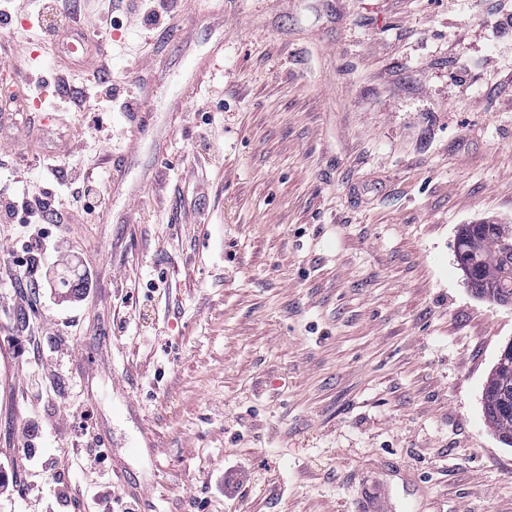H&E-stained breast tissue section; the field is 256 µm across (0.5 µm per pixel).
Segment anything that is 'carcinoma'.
<instances>
[{"label":"carcinoma","instance_id":"carcinoma-1","mask_svg":"<svg viewBox=\"0 0 512 512\" xmlns=\"http://www.w3.org/2000/svg\"><path fill=\"white\" fill-rule=\"evenodd\" d=\"M505 232L501 224H465L460 230L455 252L472 270L471 290L501 304L512 303V257L505 258L500 239ZM512 385V377H490L483 396V416L499 408L498 385ZM491 428L498 438L512 436V412L493 419Z\"/></svg>","mask_w":512,"mask_h":512}]
</instances>
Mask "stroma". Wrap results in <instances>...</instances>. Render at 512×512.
<instances>
[{"label": "stroma", "mask_w": 512, "mask_h": 512, "mask_svg": "<svg viewBox=\"0 0 512 512\" xmlns=\"http://www.w3.org/2000/svg\"><path fill=\"white\" fill-rule=\"evenodd\" d=\"M173 3L162 37L75 0L146 128L6 84L52 79L48 54L0 61L57 164L0 167V196L93 175L56 294L87 265L112 282L60 358L30 336L58 307L0 287V512H120L131 483L139 512H512L481 407L512 304L454 253L462 225H512V0Z\"/></svg>", "instance_id": "stroma-1"}]
</instances>
